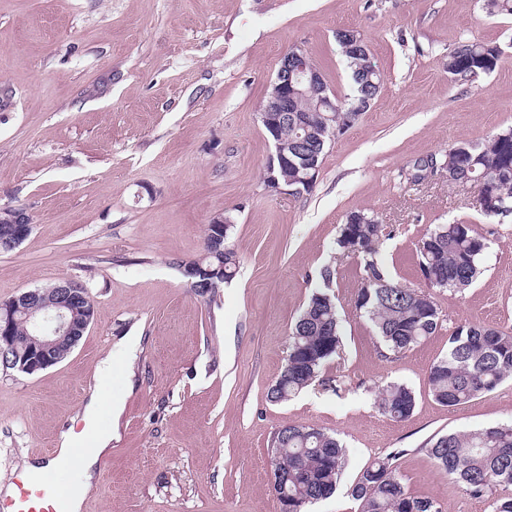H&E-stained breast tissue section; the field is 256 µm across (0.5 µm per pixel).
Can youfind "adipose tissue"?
<instances>
[{"label": "adipose tissue", "mask_w": 512, "mask_h": 512, "mask_svg": "<svg viewBox=\"0 0 512 512\" xmlns=\"http://www.w3.org/2000/svg\"><path fill=\"white\" fill-rule=\"evenodd\" d=\"M111 371V358L102 359L96 372L98 383L91 388L84 408L85 428L83 432L77 434L68 430L62 432L58 437L55 463L75 462L78 474L75 481L66 483L62 488L68 500L69 512H82L86 497L95 487L100 461L108 453L112 442L111 428H103L98 424L101 411L106 410L113 413L119 409L118 402L106 401L101 386L102 379L109 376ZM83 436L91 439L92 449L90 452L78 456L75 455L74 449L80 437Z\"/></svg>", "instance_id": "obj_1"}]
</instances>
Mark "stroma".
<instances>
[{
    "mask_svg": "<svg viewBox=\"0 0 512 512\" xmlns=\"http://www.w3.org/2000/svg\"><path fill=\"white\" fill-rule=\"evenodd\" d=\"M347 28L364 38L381 91L329 144L310 191L268 192L274 147L259 108L278 61L301 46L348 96L336 41ZM465 40L500 46L495 71L449 75L448 52ZM1 86L0 208L24 210L31 232L0 253V302L71 279L95 314L56 366L0 368V474L82 430L86 390L108 355L106 393L122 411L84 512H280L267 448L288 422L333 431L345 447L336 492L310 512H361L350 490L387 457L409 491L445 512H492L426 445L512 421V379L448 408L427 373L449 327L512 333V215L486 218L474 186L446 172L417 186L407 178L416 161L512 127V16L486 13L483 0H0ZM357 211L385 224L382 266L410 288L427 287L418 249L429 227L466 222L488 243L476 283L437 293L445 329L406 353L387 351L356 307L365 273L336 240ZM224 215L239 267L201 296L179 265L203 255ZM327 266L341 353L299 396L270 402ZM391 382L415 396L402 421L375 407Z\"/></svg>",
    "mask_w": 512,
    "mask_h": 512,
    "instance_id": "1",
    "label": "stroma"
}]
</instances>
